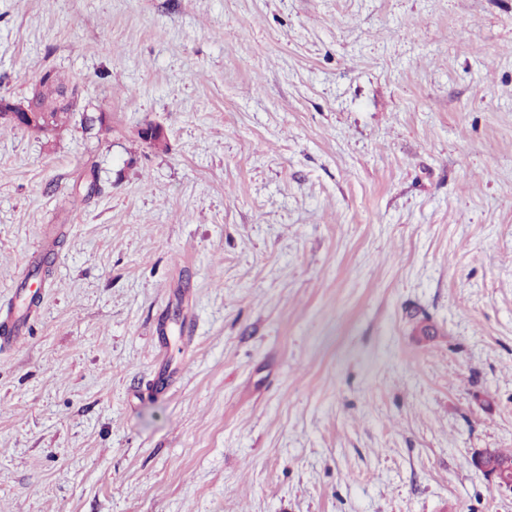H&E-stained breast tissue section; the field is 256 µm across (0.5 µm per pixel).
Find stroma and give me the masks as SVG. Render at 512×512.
<instances>
[{
  "label": "stroma",
  "mask_w": 512,
  "mask_h": 512,
  "mask_svg": "<svg viewBox=\"0 0 512 512\" xmlns=\"http://www.w3.org/2000/svg\"><path fill=\"white\" fill-rule=\"evenodd\" d=\"M48 71L66 127L0 122V299L43 297L0 512H512V0H0V97ZM47 73L50 74V79L40 85L39 94L44 101L52 104L58 102L48 118L49 128L46 133L47 136H50L58 133L66 125L80 92H78L79 87L77 85H66L57 76L50 72ZM64 92H70V94L59 100L60 95ZM482 467L485 472H503L511 471L512 473V449L497 448L493 452H488L483 456ZM510 472L503 474L489 475L494 479L497 478L499 485L512 491V474Z\"/></svg>",
  "instance_id": "obj_1"
}]
</instances>
